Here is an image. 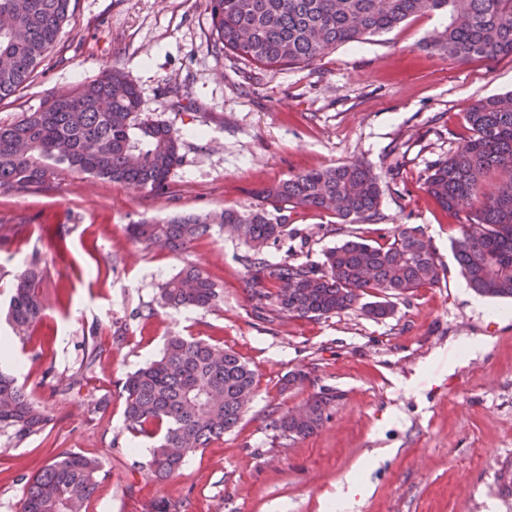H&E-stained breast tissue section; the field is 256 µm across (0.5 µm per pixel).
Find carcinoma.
Here are the masks:
<instances>
[{"instance_id":"cac0c4a2","label":"carcinoma","mask_w":512,"mask_h":512,"mask_svg":"<svg viewBox=\"0 0 512 512\" xmlns=\"http://www.w3.org/2000/svg\"><path fill=\"white\" fill-rule=\"evenodd\" d=\"M72 0H0V101L25 88L57 45ZM215 47L259 67L308 66L339 45L387 33L408 19L445 14L448 26L430 47L460 62L512 56V0H205ZM136 86L118 69L56 95L18 121L0 125V192L47 189L61 170L82 172L162 193L179 165V135L163 121L141 118ZM469 135L427 177V193L460 223L453 248L468 285L489 298H512V93L468 105ZM500 183L481 195L487 175ZM379 176L351 161L314 169L265 186L248 212L185 215L126 227L146 248L183 253L220 224L244 240L245 288L257 317L275 312L319 320L363 304L375 317L393 312L391 299L440 283L441 265L420 227L399 224L382 244L356 232L320 263L271 262L264 248L288 232V211L326 213L342 224L378 214ZM40 259L15 275L7 321L27 335L42 317ZM171 310L208 308L223 299L213 280L189 264L160 288ZM257 375L237 354L204 339L171 336L159 357L122 382L126 428L154 440L142 466L146 480L179 474L189 455L222 437L246 412ZM336 392L322 388L305 414L277 410L269 428L281 440L313 434ZM50 416L17 379L0 371V430L21 441ZM101 463L79 452L58 454L28 478L18 512H86Z\"/></svg>"}]
</instances>
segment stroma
<instances>
[{
  "instance_id": "1",
  "label": "stroma",
  "mask_w": 512,
  "mask_h": 512,
  "mask_svg": "<svg viewBox=\"0 0 512 512\" xmlns=\"http://www.w3.org/2000/svg\"><path fill=\"white\" fill-rule=\"evenodd\" d=\"M72 6L34 81L0 101V123L117 68L138 88L143 118L178 132L181 163L160 194L74 172L48 190L0 193V336L11 333L13 278L35 254L45 301L5 365L51 417L20 443L0 431V512H17L25 478L65 451L102 462L87 512H145L159 498L189 501L190 512H324L353 473L371 489L356 512H512V300L469 288L452 249L458 221L425 191L468 134V104L512 91V57L462 64L433 51L445 23L426 15L305 67L262 69L215 49L204 0ZM353 160L382 187L378 215L357 233L380 242L417 225L442 268L439 285L394 299L383 319L355 308L263 321L244 287L248 248L220 225L178 254L126 234L145 219L247 210L270 183ZM334 227L330 215L289 212L266 255L322 261L344 239ZM190 263L222 301L161 307L162 284ZM176 333L238 353L257 386L237 427L152 483L139 471L152 441L127 431L120 384ZM297 371L307 380L285 385ZM322 388L336 393L327 421L281 444L269 412L301 409Z\"/></svg>"
}]
</instances>
